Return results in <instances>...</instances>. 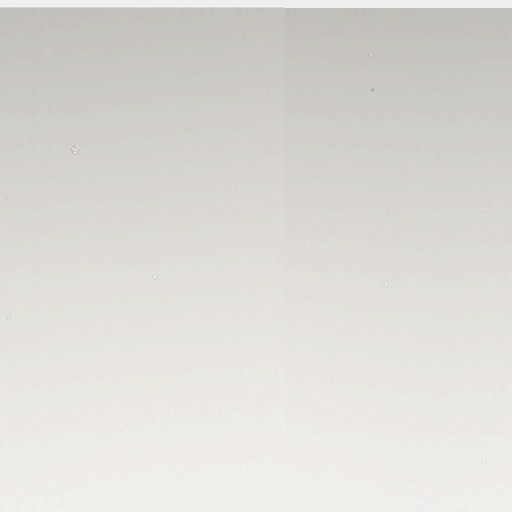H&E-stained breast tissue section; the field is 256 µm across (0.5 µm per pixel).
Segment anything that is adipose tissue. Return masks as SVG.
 <instances>
[{
	"label": "adipose tissue",
	"instance_id": "1",
	"mask_svg": "<svg viewBox=\"0 0 512 512\" xmlns=\"http://www.w3.org/2000/svg\"><path fill=\"white\" fill-rule=\"evenodd\" d=\"M102 17L123 31L154 24L167 68L184 80L94 89L44 71L27 75L23 101L0 98V168L16 173L0 179V213L24 193L42 202L74 184L85 192L117 184L133 196L148 179L162 190L161 206L186 207L182 248L171 252V229L130 211L1 224L0 279L10 286L0 301L1 335H82L100 323L113 334L197 332L217 305L234 334L327 338L339 327L354 339L512 342V326L499 319L512 310V226L496 223L489 208L466 206L512 186L462 177L475 158L493 173L505 151L490 129L512 105V73L493 60L512 51V0H0V72L51 25L77 47L106 52L112 41ZM384 26L396 28L397 41L371 39ZM329 27L360 39L356 64L335 68L315 52ZM252 29L273 67L242 111L231 106L241 95L237 82L191 49L217 41L237 54ZM459 29L468 33L460 43ZM420 36L455 41L467 61L458 79L466 101L390 99L375 82L412 58ZM323 83L335 94L319 100L327 132L312 140L305 89ZM487 84L495 96L482 94ZM169 92L195 111L194 125L178 112H130L104 124L93 110L116 97ZM473 108L484 121L469 122ZM22 110L38 114L40 126L21 140ZM219 169L240 194L274 195L271 232L211 222L208 186ZM336 169L343 178H315ZM442 187L457 201L446 224L429 207ZM390 193L407 223H384L379 200ZM301 199L316 213L330 200L339 224L300 234ZM213 238L223 249L201 253L200 243ZM24 244L41 252L42 270L20 261ZM267 268L275 279L259 277ZM303 303L310 312L300 311ZM248 304L262 307L263 323L245 312Z\"/></svg>",
	"mask_w": 512,
	"mask_h": 512
}]
</instances>
